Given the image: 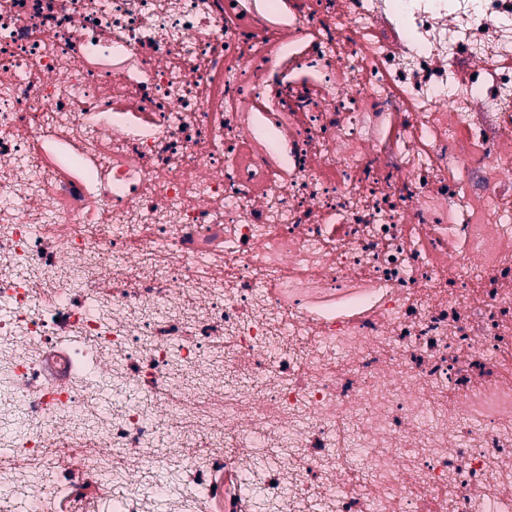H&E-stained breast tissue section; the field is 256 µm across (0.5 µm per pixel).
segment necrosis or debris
<instances>
[{"mask_svg": "<svg viewBox=\"0 0 512 512\" xmlns=\"http://www.w3.org/2000/svg\"><path fill=\"white\" fill-rule=\"evenodd\" d=\"M0 486L512 512V0H0Z\"/></svg>", "mask_w": 512, "mask_h": 512, "instance_id": "necrosis-or-debris-1", "label": "necrosis or debris"}]
</instances>
